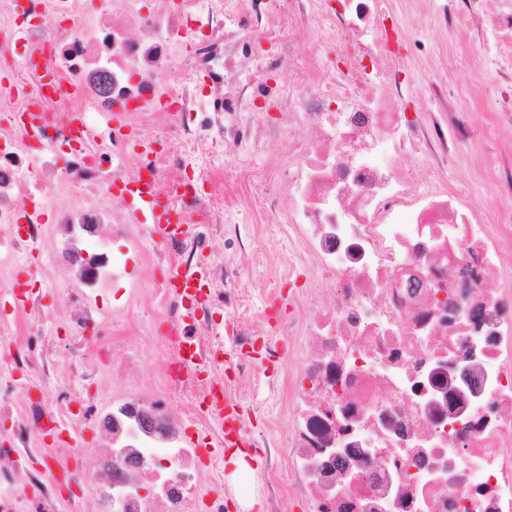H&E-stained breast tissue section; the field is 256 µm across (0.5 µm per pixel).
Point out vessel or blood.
Instances as JSON below:
<instances>
[{"instance_id": "b4317fda", "label": "vessel or blood", "mask_w": 512, "mask_h": 512, "mask_svg": "<svg viewBox=\"0 0 512 512\" xmlns=\"http://www.w3.org/2000/svg\"><path fill=\"white\" fill-rule=\"evenodd\" d=\"M122 200L132 222L145 227L157 239L172 237L175 226L172 222L171 202L160 201L152 182L132 179L126 186ZM203 282L202 273H188L179 267H171L164 281L165 288L181 299L196 297ZM217 426L224 432V444L229 448H250L252 457H259V450L251 449V438L247 422L238 399L225 395L223 405L214 407Z\"/></svg>"}]
</instances>
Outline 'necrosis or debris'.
<instances>
[{
	"instance_id": "necrosis-or-debris-1",
	"label": "necrosis or debris",
	"mask_w": 512,
	"mask_h": 512,
	"mask_svg": "<svg viewBox=\"0 0 512 512\" xmlns=\"http://www.w3.org/2000/svg\"><path fill=\"white\" fill-rule=\"evenodd\" d=\"M433 3L434 23L470 36L472 86L512 129V0H466L457 13ZM422 50L387 0H160L147 11L139 0H0V56L25 62L0 84V289L19 282L16 256L49 237L76 271L66 335L41 336L30 290L8 322L0 512H224V457L191 441L220 439L206 403L258 371L249 353L265 319L241 288L250 242L239 240L232 269L179 236L152 243L157 261L206 274L194 318L165 297L161 340L171 356L191 344L201 376L167 366L162 386L126 388L145 345L126 339L117 363L85 335L108 318L98 287L126 274L112 252L130 236L116 184L152 170L181 223L220 237L225 173L247 146L282 139L275 183L252 181L250 198L288 237L286 274L304 268L310 285L289 306L287 347L266 353L281 367L269 388L286 426L259 481L266 512L287 497L305 512H512V173L494 178L487 210L441 177L470 131L402 111L408 91L444 109L458 89L450 66L415 79L409 59ZM27 112L34 142L15 121ZM115 112L93 143L69 123ZM135 118L151 123L155 152L121 151ZM216 145L224 167L196 192L184 156ZM226 341L240 352L231 378L214 359ZM458 361L479 373L465 402ZM63 363L74 383L58 382ZM51 435L60 453L46 448ZM93 439L110 445L92 451ZM91 454L95 468H81Z\"/></svg>"
}]
</instances>
